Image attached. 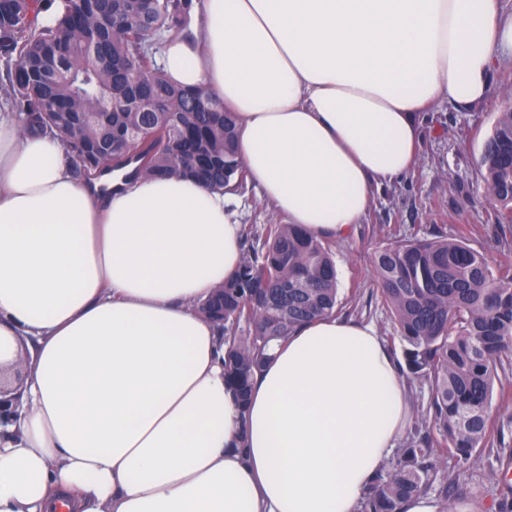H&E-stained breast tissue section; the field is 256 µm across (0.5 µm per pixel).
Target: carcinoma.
<instances>
[{"label": "carcinoma", "mask_w": 512, "mask_h": 512, "mask_svg": "<svg viewBox=\"0 0 512 512\" xmlns=\"http://www.w3.org/2000/svg\"><path fill=\"white\" fill-rule=\"evenodd\" d=\"M191 0H0V92L25 131L61 137L86 179L134 162L136 174H189L217 191L243 190L235 120L200 90L178 88L157 63L161 44L189 33ZM484 190L512 211V112H502L479 159ZM237 270L200 303L224 341L225 376L246 400L275 339L336 311L332 241L295 224L243 231ZM373 272L401 346L400 372L429 383L414 437L372 482L364 512H401L442 459L467 463L503 436L495 383L512 372V265H492L465 238L382 246Z\"/></svg>", "instance_id": "cac0c4a2"}]
</instances>
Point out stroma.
Segmentation results:
<instances>
[{
	"label": "stroma",
	"mask_w": 512,
	"mask_h": 512,
	"mask_svg": "<svg viewBox=\"0 0 512 512\" xmlns=\"http://www.w3.org/2000/svg\"><path fill=\"white\" fill-rule=\"evenodd\" d=\"M492 81L494 92L481 106L460 112L444 102L426 113L416 166L375 194L352 237L334 243L342 316L374 323L393 356H400L401 347L392 314L378 299L371 264L379 247L461 234L494 263H512V223L504 222V209L486 196L478 164L500 112L512 103L511 57L497 58ZM504 453L512 455V429L505 432L504 447L481 449L468 463L445 458L425 496L439 499L445 484L455 512H494V499L512 493L511 485L494 486L487 479L490 464Z\"/></svg>",
	"instance_id": "1"
}]
</instances>
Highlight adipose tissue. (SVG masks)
<instances>
[{
	"instance_id": "ef3b65f1",
	"label": "adipose tissue",
	"mask_w": 512,
	"mask_h": 512,
	"mask_svg": "<svg viewBox=\"0 0 512 512\" xmlns=\"http://www.w3.org/2000/svg\"><path fill=\"white\" fill-rule=\"evenodd\" d=\"M176 86L236 117L289 223L346 239L418 160L422 114L465 112L512 56L500 0H192ZM231 195L192 178L77 180L60 137L0 107V512H359L411 414L374 325L324 315L275 343L247 401L198 305L236 270Z\"/></svg>"
}]
</instances>
